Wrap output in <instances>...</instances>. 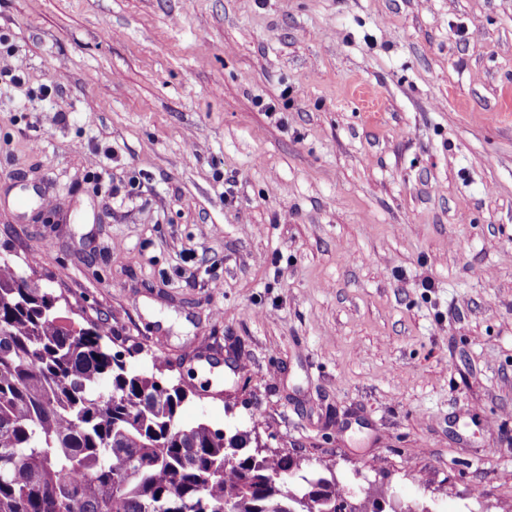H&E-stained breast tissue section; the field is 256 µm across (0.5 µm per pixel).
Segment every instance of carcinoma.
<instances>
[{
    "label": "carcinoma",
    "mask_w": 512,
    "mask_h": 512,
    "mask_svg": "<svg viewBox=\"0 0 512 512\" xmlns=\"http://www.w3.org/2000/svg\"><path fill=\"white\" fill-rule=\"evenodd\" d=\"M0 258V512H342L333 477L186 427L183 387L130 369L100 325Z\"/></svg>",
    "instance_id": "1"
}]
</instances>
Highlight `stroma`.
<instances>
[{"mask_svg":"<svg viewBox=\"0 0 512 512\" xmlns=\"http://www.w3.org/2000/svg\"><path fill=\"white\" fill-rule=\"evenodd\" d=\"M1 256L183 425L512 512V0H0Z\"/></svg>","mask_w":512,"mask_h":512,"instance_id":"stroma-1","label":"stroma"}]
</instances>
